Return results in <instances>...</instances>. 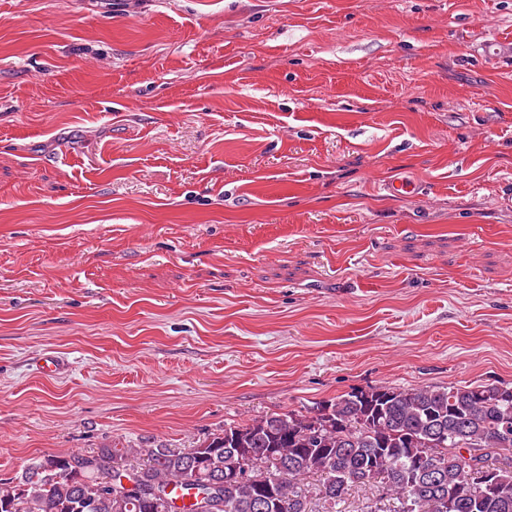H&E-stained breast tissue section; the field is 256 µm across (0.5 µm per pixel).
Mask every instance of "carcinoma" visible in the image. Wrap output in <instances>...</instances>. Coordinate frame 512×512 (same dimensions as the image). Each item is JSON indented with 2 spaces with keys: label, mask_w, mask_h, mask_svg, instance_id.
<instances>
[{
  "label": "carcinoma",
  "mask_w": 512,
  "mask_h": 512,
  "mask_svg": "<svg viewBox=\"0 0 512 512\" xmlns=\"http://www.w3.org/2000/svg\"><path fill=\"white\" fill-rule=\"evenodd\" d=\"M234 443H224V433ZM474 450L512 449V387L452 385L448 388H356L306 411L273 413L244 423L224 425L205 438L197 455L183 448L150 444L138 448L105 446L90 453L72 452L34 459L15 480L0 484V512H196L185 503L208 483L224 482L251 461L260 477L271 475L281 504L278 512H309L307 477L318 474V495L335 512L355 486L384 483L397 503L393 512H512V470L495 467L503 492L493 498L459 496L448 489L467 484V472L448 459L458 437ZM151 463L146 492L123 499L109 488V461L117 455ZM434 461L436 484L416 467ZM256 490L224 486L216 512H260Z\"/></svg>",
  "instance_id": "carcinoma-1"
}]
</instances>
